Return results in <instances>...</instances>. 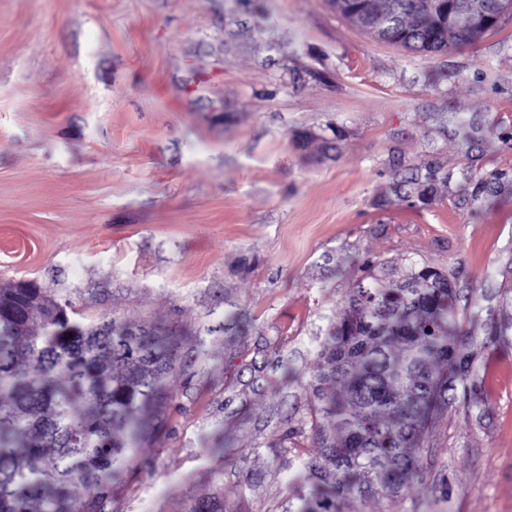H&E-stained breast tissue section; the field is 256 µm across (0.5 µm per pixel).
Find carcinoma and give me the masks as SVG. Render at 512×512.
I'll use <instances>...</instances> for the list:
<instances>
[{
    "label": "carcinoma",
    "mask_w": 512,
    "mask_h": 512,
    "mask_svg": "<svg viewBox=\"0 0 512 512\" xmlns=\"http://www.w3.org/2000/svg\"><path fill=\"white\" fill-rule=\"evenodd\" d=\"M374 40L423 54L479 34L440 30L426 41L421 0H375L360 17ZM410 287L358 282L330 326L309 388L323 422L301 512H336L350 495H392L417 474L410 449L441 414L448 378L469 376L457 344L458 291L429 267ZM72 301L42 288H0V512H106L107 488L162 422L175 347L166 331L105 316L84 326ZM186 512H224V496Z\"/></svg>",
    "instance_id": "cac0c4a2"
}]
</instances>
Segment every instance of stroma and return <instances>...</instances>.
Returning <instances> with one entry per match:
<instances>
[{
	"label": "stroma",
	"mask_w": 512,
	"mask_h": 512,
	"mask_svg": "<svg viewBox=\"0 0 512 512\" xmlns=\"http://www.w3.org/2000/svg\"><path fill=\"white\" fill-rule=\"evenodd\" d=\"M409 266L461 289L470 378L418 479L336 512H512V15L425 55L327 0H0V286L179 347L107 512H296L317 353Z\"/></svg>",
	"instance_id": "1"
}]
</instances>
